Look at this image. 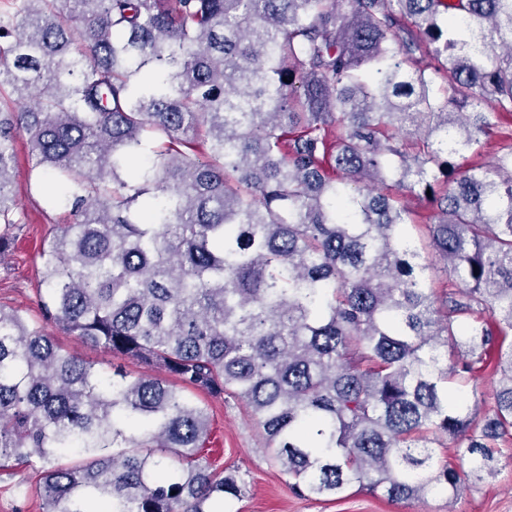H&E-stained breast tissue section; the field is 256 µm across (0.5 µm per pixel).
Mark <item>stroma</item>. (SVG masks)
<instances>
[{
    "label": "stroma",
    "mask_w": 512,
    "mask_h": 512,
    "mask_svg": "<svg viewBox=\"0 0 512 512\" xmlns=\"http://www.w3.org/2000/svg\"><path fill=\"white\" fill-rule=\"evenodd\" d=\"M13 187L19 222L0 249V307L37 320L41 317L38 254L54 225L66 223L68 210L49 205L45 193L35 187L23 142L18 145ZM46 331L58 345L77 352L99 370L118 366L133 375L144 371L142 365L84 344L56 326H47ZM209 408L212 443L207 455L215 468L235 474L242 487L240 497L225 500L224 512H512V445L499 453L495 476L455 498L440 493L395 504L356 486L337 500L300 498L289 489L279 464L265 453L264 432L243 402L229 397L210 401ZM33 478L29 467L0 475V512H42L40 498L24 497L16 490Z\"/></svg>",
    "instance_id": "35a3bbf8"
}]
</instances>
